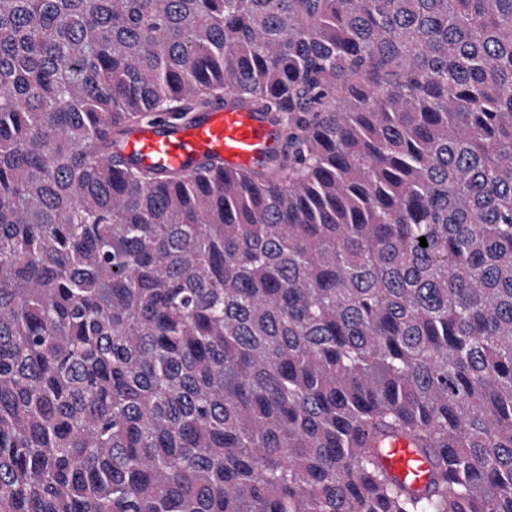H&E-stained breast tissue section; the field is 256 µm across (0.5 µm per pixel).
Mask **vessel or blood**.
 <instances>
[{
  "label": "vessel or blood",
  "instance_id": "vessel-or-blood-1",
  "mask_svg": "<svg viewBox=\"0 0 512 512\" xmlns=\"http://www.w3.org/2000/svg\"><path fill=\"white\" fill-rule=\"evenodd\" d=\"M279 144L262 114L219 104L179 124H135L125 152L143 166L162 171L188 170L198 161L217 159L226 171L246 172ZM383 463L400 481L415 487L426 483L428 466L405 440L390 442Z\"/></svg>",
  "mask_w": 512,
  "mask_h": 512
}]
</instances>
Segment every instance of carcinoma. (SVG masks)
Instances as JSON below:
<instances>
[{"mask_svg": "<svg viewBox=\"0 0 512 512\" xmlns=\"http://www.w3.org/2000/svg\"><path fill=\"white\" fill-rule=\"evenodd\" d=\"M0 512H512V0H0ZM279 144L262 114L219 104L179 124L136 123L124 152L162 171L188 170L200 160L217 159L224 171L246 172ZM387 448L383 463L390 474L414 487H423L428 477V466L410 445L403 439H395Z\"/></svg>", "mask_w": 512, "mask_h": 512, "instance_id": "1", "label": "carcinoma"}]
</instances>
